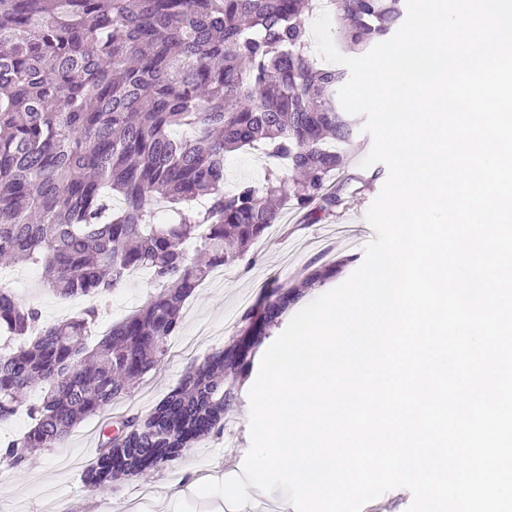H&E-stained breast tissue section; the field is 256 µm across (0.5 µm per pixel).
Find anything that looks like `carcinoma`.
I'll use <instances>...</instances> for the list:
<instances>
[{
	"label": "carcinoma",
	"instance_id": "cac0c4a2",
	"mask_svg": "<svg viewBox=\"0 0 512 512\" xmlns=\"http://www.w3.org/2000/svg\"><path fill=\"white\" fill-rule=\"evenodd\" d=\"M402 0H339L338 44L365 52L403 16ZM313 0H0V257L40 264L61 298L103 296L133 268L157 292L94 345L95 308L45 325L0 288V421L42 388L32 426L6 445L22 466L155 369L186 298L279 223L293 202L313 223L341 205L327 184L355 122L349 75L309 56ZM288 160L289 183L224 191V156ZM207 256L191 262L186 245ZM336 269H314L260 309L280 319ZM224 349L190 369L145 417L121 422L88 465L90 487L121 483L221 428L262 343L251 313Z\"/></svg>",
	"mask_w": 512,
	"mask_h": 512
}]
</instances>
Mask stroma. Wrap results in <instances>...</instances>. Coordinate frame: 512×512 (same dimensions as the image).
Masks as SVG:
<instances>
[{"instance_id": "obj_1", "label": "stroma", "mask_w": 512, "mask_h": 512, "mask_svg": "<svg viewBox=\"0 0 512 512\" xmlns=\"http://www.w3.org/2000/svg\"><path fill=\"white\" fill-rule=\"evenodd\" d=\"M372 147L370 135L356 131L346 148V167L333 176L330 186H343V203L319 223H309L304 211L287 205L280 224L252 241L246 255L226 266L220 280L205 279L187 298L180 326L168 342V352L156 370L144 375L131 392L111 406L86 418L61 447L33 454L21 467L0 454V512H204L206 503L187 489L191 481L225 479L239 475L250 448L249 382L259 372L265 346L281 333L267 329L263 345L255 349L248 366V383L234 395L224 413V427L184 451L178 464L145 471L111 488L86 486L83 475L96 458L104 435L132 415L148 414L178 384L182 376L206 356L228 344L242 326L243 315L257 305L264 292L289 286L311 269L343 260L335 277L316 284L306 295L314 300L343 283L364 261L367 236L355 237L353 226L365 223L371 203L387 177L385 164L361 168ZM4 283L18 298L38 308L45 322L58 320L63 299L39 285L41 269L13 265ZM155 292L150 280L125 283L99 298V327L107 329L144 304Z\"/></svg>"}]
</instances>
